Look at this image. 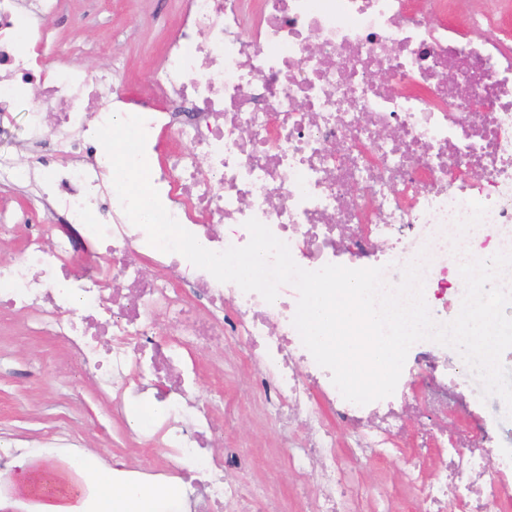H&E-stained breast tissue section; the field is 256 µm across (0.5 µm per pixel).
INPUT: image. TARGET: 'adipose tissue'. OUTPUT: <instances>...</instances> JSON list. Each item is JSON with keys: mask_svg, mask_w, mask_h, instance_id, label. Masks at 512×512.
Instances as JSON below:
<instances>
[{"mask_svg": "<svg viewBox=\"0 0 512 512\" xmlns=\"http://www.w3.org/2000/svg\"><path fill=\"white\" fill-rule=\"evenodd\" d=\"M17 493L37 501V512H83L86 487L79 465L69 458L47 465L20 456L14 461Z\"/></svg>", "mask_w": 512, "mask_h": 512, "instance_id": "adipose-tissue-1", "label": "adipose tissue"}]
</instances>
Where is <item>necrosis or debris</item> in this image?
<instances>
[{
    "label": "necrosis or debris",
    "instance_id": "4bbe7bcc",
    "mask_svg": "<svg viewBox=\"0 0 512 512\" xmlns=\"http://www.w3.org/2000/svg\"><path fill=\"white\" fill-rule=\"evenodd\" d=\"M258 3L253 24L245 17ZM455 0H186L165 45L142 109L146 146L176 142L150 167L167 211L212 251L246 245L257 218L287 243L297 265L317 270L344 254L402 267L427 250L424 298L433 318L448 310V241L455 221L484 204L497 247L512 249V31L501 10L471 11L447 23ZM60 0H0V112L27 105V137L40 171L0 153V187L37 180L28 208L0 209V238L25 227L18 257L0 261V310L29 317L32 333L59 336L81 373L113 411L149 410L143 448L161 449L160 467L112 468L113 484L139 494L148 512H279L228 473L240 450L216 455V433L237 419L239 400L195 406L198 353L217 362L243 355L264 409L303 437L282 452L299 486L316 483L309 512H352L354 483L339 449L385 459L402 424L413 368L424 372V400L452 411L429 342L408 353L394 401L357 405L343 398L293 325L298 292L274 302L217 281L177 253L151 246L125 215L113 169L95 131L112 113L113 74L75 68L42 76L51 39L46 17ZM46 207L55 225L33 221ZM94 263L74 273L78 249ZM178 329L163 332L161 322ZM495 438L441 454V479L410 483L424 512H502L512 490L494 482L459 484L480 472ZM180 488L176 500L158 487Z\"/></svg>",
    "mask_w": 512,
    "mask_h": 512
}]
</instances>
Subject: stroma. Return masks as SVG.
<instances>
[{"mask_svg":"<svg viewBox=\"0 0 512 512\" xmlns=\"http://www.w3.org/2000/svg\"><path fill=\"white\" fill-rule=\"evenodd\" d=\"M183 0H61L60 11L49 17L60 50L46 57L44 70L53 74L61 65L79 67L89 73L116 67L114 85L125 106L148 104L143 93L152 78V67L164 44L177 30ZM448 368L457 375V390L463 408L478 410L499 435L498 449L484 459L488 477L512 478V419L504 402L496 396L481 398L480 386L455 349H448ZM76 360L62 338L38 336L28 331L25 317L0 321V445L22 444L28 455H40L36 443L55 429L70 433L98 468H108L114 449L113 436L125 426L112 414L110 400L89 382L80 380ZM288 435L267 412L243 411L216 439L215 453L234 446L245 451ZM400 453L385 459L348 461L354 482L370 489L387 486L391 492L390 512H419L403 479L407 467V441H400ZM252 488L274 479L278 490L291 492L295 472L287 460H253L230 473Z\"/></svg>","mask_w":512,"mask_h":512,"instance_id":"stroma-1","label":"stroma"}]
</instances>
